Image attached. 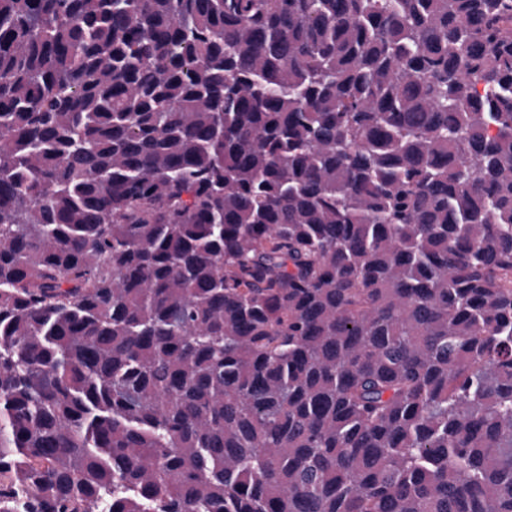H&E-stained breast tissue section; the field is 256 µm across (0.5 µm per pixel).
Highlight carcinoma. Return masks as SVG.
Instances as JSON below:
<instances>
[{"label":"carcinoma","mask_w":512,"mask_h":512,"mask_svg":"<svg viewBox=\"0 0 512 512\" xmlns=\"http://www.w3.org/2000/svg\"><path fill=\"white\" fill-rule=\"evenodd\" d=\"M0 512H512V0H0Z\"/></svg>","instance_id":"cac0c4a2"}]
</instances>
